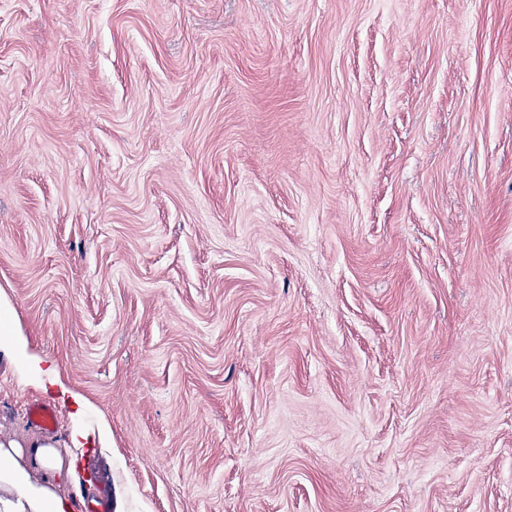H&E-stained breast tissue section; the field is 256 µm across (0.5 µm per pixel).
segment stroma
Instances as JSON below:
<instances>
[{
	"mask_svg": "<svg viewBox=\"0 0 512 512\" xmlns=\"http://www.w3.org/2000/svg\"><path fill=\"white\" fill-rule=\"evenodd\" d=\"M0 292L76 512H512V0H0ZM6 334L4 336H11L15 352L23 358L24 377L27 379H42L49 382L51 385L57 384L55 374L56 369L54 366H43L40 360L28 356L26 351V343L20 337L23 336L21 331L13 325V309L7 301L0 299V332Z\"/></svg>",
	"mask_w": 512,
	"mask_h": 512,
	"instance_id": "obj_1",
	"label": "stroma"
}]
</instances>
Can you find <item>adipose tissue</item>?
<instances>
[{
    "instance_id": "1",
    "label": "adipose tissue",
    "mask_w": 512,
    "mask_h": 512,
    "mask_svg": "<svg viewBox=\"0 0 512 512\" xmlns=\"http://www.w3.org/2000/svg\"><path fill=\"white\" fill-rule=\"evenodd\" d=\"M0 332L10 336L15 352L23 358L25 378L54 382L56 369L29 357L26 343L13 324L11 305L0 300ZM80 458L62 460L55 449L37 445L27 449L0 447V512H73V502L58 492L75 482Z\"/></svg>"
}]
</instances>
